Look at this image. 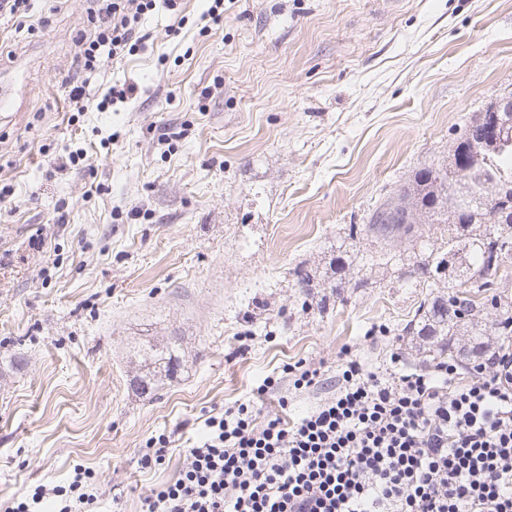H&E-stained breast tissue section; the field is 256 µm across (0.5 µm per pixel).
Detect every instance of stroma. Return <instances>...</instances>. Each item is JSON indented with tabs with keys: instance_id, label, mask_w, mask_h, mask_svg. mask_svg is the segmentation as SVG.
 <instances>
[{
	"instance_id": "1",
	"label": "stroma",
	"mask_w": 512,
	"mask_h": 512,
	"mask_svg": "<svg viewBox=\"0 0 512 512\" xmlns=\"http://www.w3.org/2000/svg\"><path fill=\"white\" fill-rule=\"evenodd\" d=\"M89 6L38 0L47 24H0V92L22 101L0 118V512L78 466L100 512H145L206 418L283 364L325 379L266 396L263 413L284 395L293 418L329 396L343 348L422 368L401 328L426 290L404 273L441 227L422 210L385 241L363 227L512 95V0H224L208 24L207 0H184L183 25L157 8L144 50L102 59L89 93L125 85L127 101L73 119ZM80 148L83 164L57 170ZM381 250L395 262L370 264ZM170 336L181 370L142 397L135 351ZM161 434L166 464L143 468Z\"/></svg>"
}]
</instances>
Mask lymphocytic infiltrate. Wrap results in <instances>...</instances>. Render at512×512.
Listing matches in <instances>:
<instances>
[{
    "instance_id": "obj_1",
    "label": "lymphocytic infiltrate",
    "mask_w": 512,
    "mask_h": 512,
    "mask_svg": "<svg viewBox=\"0 0 512 512\" xmlns=\"http://www.w3.org/2000/svg\"><path fill=\"white\" fill-rule=\"evenodd\" d=\"M89 36L80 38L67 81L71 111L126 98L87 87L101 56L133 54L141 23L179 0H92ZM174 481L155 491L147 512H512V336L485 346L467 372L439 361L408 370L400 353L371 368L339 356L336 391L296 421L258 419L241 403L209 416ZM89 471L75 467L68 488L35 489L8 512H97Z\"/></svg>"
}]
</instances>
